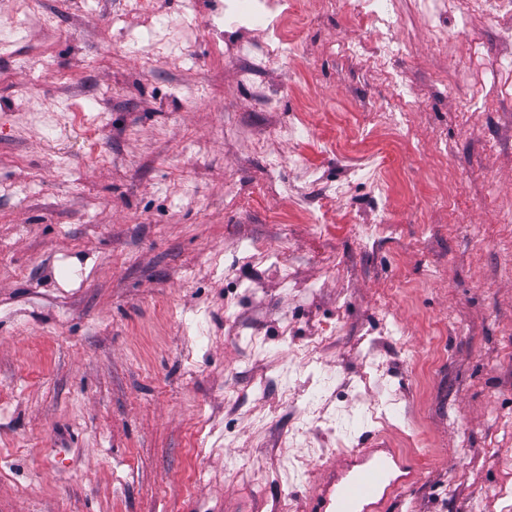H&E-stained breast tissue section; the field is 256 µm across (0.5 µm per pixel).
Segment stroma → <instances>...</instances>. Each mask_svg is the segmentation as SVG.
I'll return each instance as SVG.
<instances>
[{
  "instance_id": "1",
  "label": "stroma",
  "mask_w": 512,
  "mask_h": 512,
  "mask_svg": "<svg viewBox=\"0 0 512 512\" xmlns=\"http://www.w3.org/2000/svg\"><path fill=\"white\" fill-rule=\"evenodd\" d=\"M48 2L60 17L49 28L0 0V29L22 26L0 49V512H303L326 458L380 432L423 472L397 512H512L487 495L512 484V265L499 242L512 223V101L465 132L469 91L441 86L464 45L436 52L422 25L403 32L394 65L429 103L413 148L370 123L392 87L322 53L378 44L323 0L281 23L302 41L262 74L278 112L224 62L269 32L211 39L225 0H153L148 14L125 0ZM189 15L184 54L157 60L143 33ZM229 115L238 132L224 139ZM291 121L304 139L273 136ZM376 153L386 198L359 187L320 199L322 230L280 191L302 189L298 162L331 182ZM383 207L392 230L360 243L352 225ZM247 238L266 259L245 257ZM288 253L300 261L286 282L276 259ZM331 324L337 335L301 366L299 345ZM379 393L399 403L384 429L367 418ZM301 426L304 465L289 446Z\"/></svg>"
}]
</instances>
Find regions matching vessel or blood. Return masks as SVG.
<instances>
[{"label":"vessel or blood","instance_id":"b4317fda","mask_svg":"<svg viewBox=\"0 0 512 512\" xmlns=\"http://www.w3.org/2000/svg\"><path fill=\"white\" fill-rule=\"evenodd\" d=\"M422 477L416 460L373 439L331 455L304 497L306 512H392L401 491Z\"/></svg>","mask_w":512,"mask_h":512}]
</instances>
